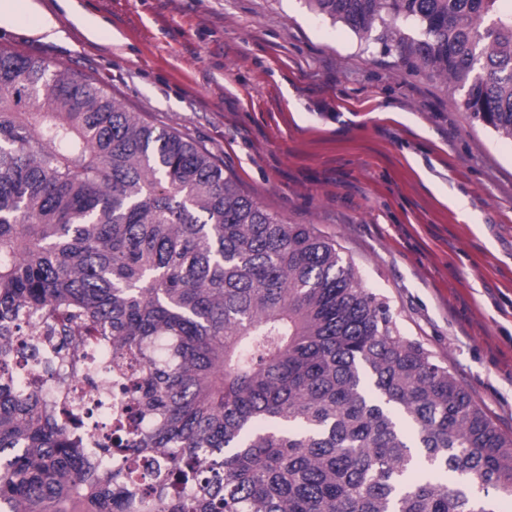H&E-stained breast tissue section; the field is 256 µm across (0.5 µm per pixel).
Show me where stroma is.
I'll return each mask as SVG.
<instances>
[{
    "mask_svg": "<svg viewBox=\"0 0 512 512\" xmlns=\"http://www.w3.org/2000/svg\"><path fill=\"white\" fill-rule=\"evenodd\" d=\"M38 3L64 38L31 36L23 9L0 47L96 78L268 212L316 225L512 437V141L455 106L450 84L307 0ZM75 6L107 32L87 38Z\"/></svg>",
    "mask_w": 512,
    "mask_h": 512,
    "instance_id": "35a3bbf8",
    "label": "stroma"
}]
</instances>
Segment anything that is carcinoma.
<instances>
[{"label":"carcinoma","mask_w":512,"mask_h":512,"mask_svg":"<svg viewBox=\"0 0 512 512\" xmlns=\"http://www.w3.org/2000/svg\"><path fill=\"white\" fill-rule=\"evenodd\" d=\"M463 91L512 141V0H308ZM42 321L48 366L97 338L140 370L87 450L70 397L6 368ZM495 512L512 437L313 224L102 83L0 48V512Z\"/></svg>","instance_id":"1"}]
</instances>
